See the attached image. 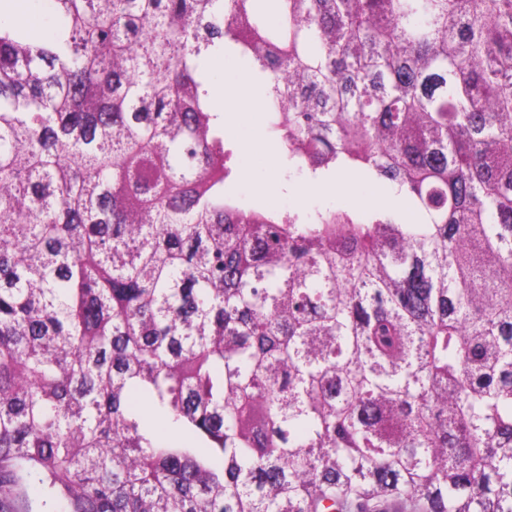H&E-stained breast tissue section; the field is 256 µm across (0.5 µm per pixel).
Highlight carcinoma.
I'll return each mask as SVG.
<instances>
[{"instance_id":"1","label":"carcinoma","mask_w":512,"mask_h":512,"mask_svg":"<svg viewBox=\"0 0 512 512\" xmlns=\"http://www.w3.org/2000/svg\"><path fill=\"white\" fill-rule=\"evenodd\" d=\"M49 6L0 26V512H512V0ZM225 52L420 223L228 195Z\"/></svg>"}]
</instances>
